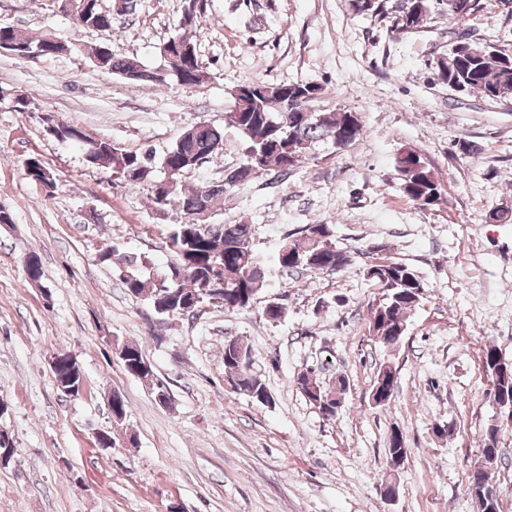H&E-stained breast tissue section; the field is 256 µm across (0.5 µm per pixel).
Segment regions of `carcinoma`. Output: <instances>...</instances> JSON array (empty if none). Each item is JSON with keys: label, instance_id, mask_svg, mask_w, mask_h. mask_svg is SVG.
<instances>
[{"label": "carcinoma", "instance_id": "carcinoma-1", "mask_svg": "<svg viewBox=\"0 0 512 512\" xmlns=\"http://www.w3.org/2000/svg\"><path fill=\"white\" fill-rule=\"evenodd\" d=\"M464 7L461 0H439L443 15L450 21H461L476 9V0H468ZM388 0H372L364 8L353 5L360 14L385 17L389 15ZM206 0H185L180 20L181 32L167 39L170 45L169 56L164 58L162 71L146 69L136 62L119 59L111 50L99 46L90 54L94 66L102 71L119 75L138 84H164L172 79L182 87L200 85L209 77L206 66L200 59L197 45L186 33L196 24L205 12ZM85 25L89 29L106 30L112 25L111 16H104L100 10L89 5L84 11ZM393 29L407 34L423 28L431 19L429 0H418V5L401 4L392 16ZM0 42L20 46L38 55H56L67 51L78 53L81 47L73 43L67 45L46 32L37 40H32L15 27L0 24ZM441 77L451 87L461 91L478 92L488 100L512 97V52L491 44L471 39L465 34L455 35L448 53L439 61ZM257 85L267 88L246 101L242 112L238 113L234 127L245 139L246 158L262 157L264 170L286 172L311 155L312 149L322 141L333 142L336 134L348 133V140L354 141L362 131L360 120L353 119L347 110H320L306 117H294L289 112H279L274 103L281 90L290 92L305 88L308 82L288 84ZM223 133L212 125H198L183 132L176 143L166 152L163 166L177 167L176 179L181 174L202 165L220 152ZM89 152L87 163L91 165L111 164L122 178L146 183L150 188L152 203L163 208L172 207L191 218L188 223L173 225L169 234L170 245L175 259L168 271L155 280H145L129 271L123 276L124 284L132 295L144 296L162 315H180L189 308L200 289L207 287V280L213 271L224 277V309L239 311L250 307L253 297L263 279V272L254 260L255 228L252 224H199L192 221L200 210H212L216 201L229 189L253 177L247 164L231 171L223 180L197 187L191 191H177L160 198L155 193L159 180L153 177L155 155L153 150L127 152L109 139H99L92 145L83 146ZM26 175L44 185H53V176L45 162L37 155L28 157L25 162ZM397 171L401 176V189L404 195L425 209L437 202L441 195L440 183L431 169L425 166L417 152L411 149L401 151L397 159ZM333 231L329 224H308L299 238L288 235L281 244L277 261L290 271L305 269L324 271L329 265L339 270L350 262L346 252L338 249L332 240ZM102 263L116 264L131 268L146 263V258L136 254H121L113 247L99 253ZM368 277L383 289V298L371 311L370 329L384 346L393 349L405 335L407 314L421 302L424 283L416 272L405 263L383 260L369 266ZM125 350L130 357L123 360L125 370L138 378L153 376L152 369H136L143 365V355L139 347L128 345ZM497 348L488 346L483 350L481 362L483 370L490 377L495 390L512 396V368L498 370L495 353ZM249 348L240 339L233 340L232 346L224 348V374L229 384L252 402L263 406L272 404L273 396L267 390L264 380L250 372ZM62 377H69L72 383L79 384L82 371L71 361V356H62V368L56 370ZM301 393L325 419L336 416V409L324 401V397L334 391L321 381L303 374L297 379ZM500 426L491 423L485 431V443L481 448L480 464L475 467L481 480L475 486H468L470 494L477 500L480 512H500V491L488 481V470L496 467L500 460L497 439Z\"/></svg>", "mask_w": 512, "mask_h": 512}]
</instances>
